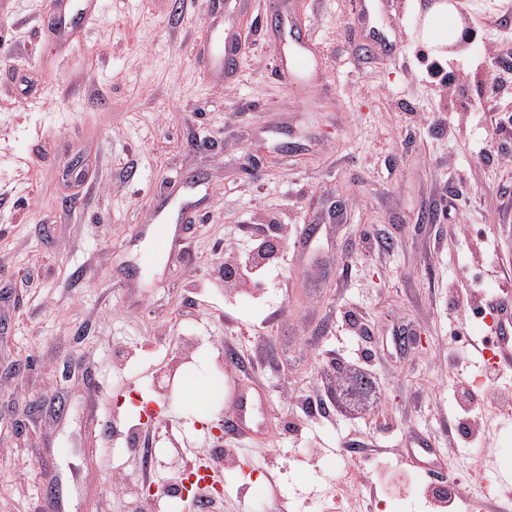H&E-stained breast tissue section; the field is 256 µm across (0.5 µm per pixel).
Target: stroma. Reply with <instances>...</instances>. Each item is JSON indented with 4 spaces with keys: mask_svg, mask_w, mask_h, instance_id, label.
<instances>
[{
    "mask_svg": "<svg viewBox=\"0 0 512 512\" xmlns=\"http://www.w3.org/2000/svg\"><path fill=\"white\" fill-rule=\"evenodd\" d=\"M434 0H401L378 14V51L349 0H288L280 27L262 0L234 30L243 51L231 79L201 72L196 47L215 40L224 0H103L98 18L54 56L40 26L54 0H0V512H34L47 490L61 512H127L114 479L167 477L138 449L204 454L250 448L224 472L213 512H434L423 478L352 498L331 487L362 465L372 443L395 469L419 436L451 467L464 493L448 512H473L483 477L512 489V419L494 392L468 405L459 380L476 374L475 278L512 271V158H480L489 133L477 113L452 112L453 88L481 98L487 59L512 52V0H457L475 42L429 43ZM306 42L304 92L279 73L292 33ZM468 61L453 86L432 62ZM24 72L41 86L22 94ZM84 171L66 174L73 157ZM434 214L431 223L424 214ZM166 215L168 245L153 253ZM317 232L305 254L302 225ZM255 237L282 246L260 286H231L216 271ZM362 314L355 338L341 316ZM422 343L400 350L397 329ZM198 347L175 366L184 336ZM366 352L374 395L365 410L336 399L322 360ZM233 373H226L227 354ZM249 377L271 414L262 438L215 437L232 417L229 377ZM215 383L194 415L177 394L184 378ZM322 395L304 412L305 391ZM39 396L23 434L9 409ZM339 470H332L333 462Z\"/></svg>",
    "mask_w": 512,
    "mask_h": 512,
    "instance_id": "stroma-1",
    "label": "stroma"
}]
</instances>
